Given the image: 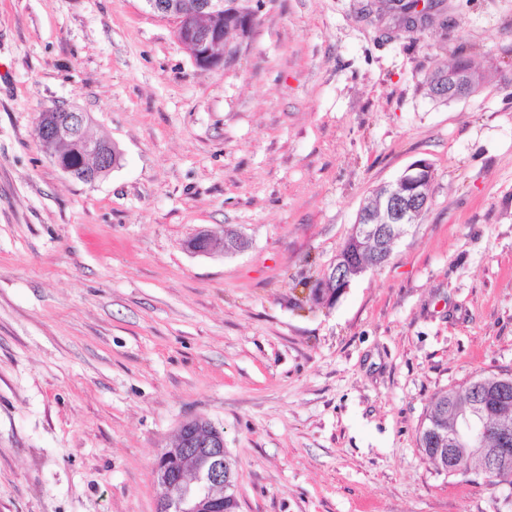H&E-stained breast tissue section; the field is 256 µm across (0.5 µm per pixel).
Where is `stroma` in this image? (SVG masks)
<instances>
[{
  "label": "stroma",
  "instance_id": "1",
  "mask_svg": "<svg viewBox=\"0 0 512 512\" xmlns=\"http://www.w3.org/2000/svg\"><path fill=\"white\" fill-rule=\"evenodd\" d=\"M365 0H242L198 67L143 0H0V512H155L183 420L224 431L238 512H512L440 472L431 399L512 373V0L405 32ZM482 76L446 100L457 58ZM74 105L118 167L35 137ZM430 203L389 261L312 301L365 199ZM234 230L236 255L185 247Z\"/></svg>",
  "mask_w": 512,
  "mask_h": 512
}]
</instances>
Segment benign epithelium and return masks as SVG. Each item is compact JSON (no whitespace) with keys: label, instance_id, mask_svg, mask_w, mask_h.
I'll list each match as a JSON object with an SVG mask.
<instances>
[{"label":"benign epithelium","instance_id":"1","mask_svg":"<svg viewBox=\"0 0 512 512\" xmlns=\"http://www.w3.org/2000/svg\"><path fill=\"white\" fill-rule=\"evenodd\" d=\"M149 11L161 20L175 24L178 43L190 54L196 65L217 68L224 64L226 35L216 28L217 20L225 15L246 17L245 28H235L241 36L252 29L256 14L239 5V0H144ZM91 118L76 108L55 106L41 113L37 133L43 141L65 142L81 136L85 155L96 164L82 171L89 183L97 181L116 167L102 148L101 142L88 134ZM432 169L419 161L409 166L394 182L377 188L368 204L361 207L352 226L350 237L368 241L381 252V263L391 256V249L401 236L393 233L400 227L403 233L413 227L430 202L429 187ZM368 266L336 257L325 279L341 290L362 276ZM498 434L500 447L487 448L483 436L489 431ZM467 441L473 452L490 465H506L512 461V426L496 428L485 422V412L472 408L461 415L452 442ZM154 479L160 489L156 512H237L238 502L229 492L233 487V471L224 448V431L198 418L183 421L174 446L160 452L154 466Z\"/></svg>","mask_w":512,"mask_h":512}]
</instances>
